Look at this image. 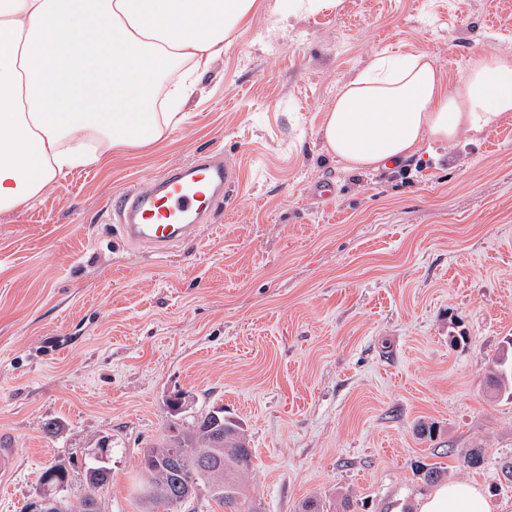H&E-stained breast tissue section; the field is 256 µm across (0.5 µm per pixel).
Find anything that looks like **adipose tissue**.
Returning a JSON list of instances; mask_svg holds the SVG:
<instances>
[{
    "instance_id": "adipose-tissue-1",
    "label": "adipose tissue",
    "mask_w": 512,
    "mask_h": 512,
    "mask_svg": "<svg viewBox=\"0 0 512 512\" xmlns=\"http://www.w3.org/2000/svg\"><path fill=\"white\" fill-rule=\"evenodd\" d=\"M256 0H0V214L36 205L72 171L165 140ZM512 118V55H474L447 82L426 51H380L321 116L326 151L375 171L423 147L481 139ZM418 512H489L471 484Z\"/></svg>"
}]
</instances>
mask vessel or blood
I'll list each match as a JSON object with an SVG mask.
<instances>
[{
    "instance_id": "1",
    "label": "vessel or blood",
    "mask_w": 512,
    "mask_h": 512,
    "mask_svg": "<svg viewBox=\"0 0 512 512\" xmlns=\"http://www.w3.org/2000/svg\"><path fill=\"white\" fill-rule=\"evenodd\" d=\"M233 183L234 169L224 154L202 151L171 166L149 188L130 187L113 196L110 217L125 240L167 254L230 200Z\"/></svg>"
}]
</instances>
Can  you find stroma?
<instances>
[{
  "instance_id": "stroma-1",
  "label": "stroma",
  "mask_w": 512,
  "mask_h": 512,
  "mask_svg": "<svg viewBox=\"0 0 512 512\" xmlns=\"http://www.w3.org/2000/svg\"><path fill=\"white\" fill-rule=\"evenodd\" d=\"M256 2L165 141L0 219V433L15 458L0 512H22L57 463L76 497L103 436L104 512H147L140 451L166 437L179 391L184 421L221 406L243 422L261 512L413 510L432 491L420 463L512 512V398L488 383L512 342V119L370 172L319 134L375 52L430 51L453 79L474 54H512V0H342L285 18ZM209 149L237 168L234 208L166 255L124 241L110 196ZM474 448L478 469L463 463Z\"/></svg>"
}]
</instances>
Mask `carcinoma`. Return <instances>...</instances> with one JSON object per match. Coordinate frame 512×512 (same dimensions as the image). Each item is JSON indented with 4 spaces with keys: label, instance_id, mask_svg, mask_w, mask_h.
<instances>
[{
    "label": "carcinoma",
    "instance_id": "1",
    "mask_svg": "<svg viewBox=\"0 0 512 512\" xmlns=\"http://www.w3.org/2000/svg\"><path fill=\"white\" fill-rule=\"evenodd\" d=\"M490 386L512 397V349L494 360L488 375ZM171 434L163 442L148 445L141 453V474L153 484L154 494L147 503L168 508L192 499L204 486L224 512H257L243 484L249 471L252 451L245 431L232 419L213 426L212 411L194 417L188 425L169 426ZM84 493L76 498L85 512H102L98 492L111 480V469L97 460L83 469Z\"/></svg>",
    "mask_w": 512,
    "mask_h": 512
}]
</instances>
